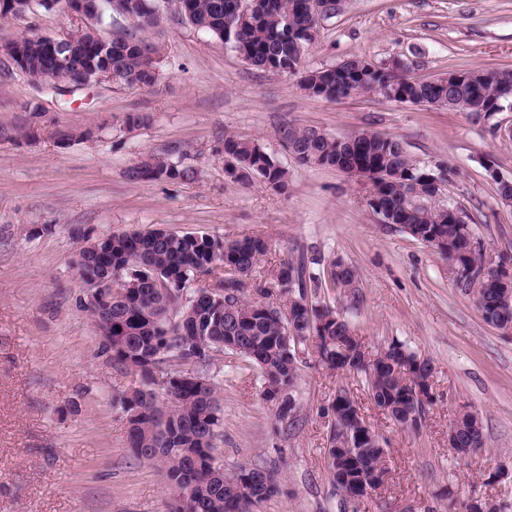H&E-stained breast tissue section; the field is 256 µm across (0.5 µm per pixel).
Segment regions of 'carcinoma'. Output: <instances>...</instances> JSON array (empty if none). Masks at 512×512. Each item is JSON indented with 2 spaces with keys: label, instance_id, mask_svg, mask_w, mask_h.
<instances>
[{
  "label": "carcinoma",
  "instance_id": "carcinoma-1",
  "mask_svg": "<svg viewBox=\"0 0 512 512\" xmlns=\"http://www.w3.org/2000/svg\"><path fill=\"white\" fill-rule=\"evenodd\" d=\"M154 0H113L114 5L147 21L145 7ZM184 20L228 44L246 63L265 71L290 73L300 70L311 39L306 36L316 21L310 15L309 0H188ZM94 27H85L68 36L76 44L67 61L71 81L77 83L89 67L112 69V80L127 85L152 87L160 77L159 49L144 46L135 30L112 34V47L95 39ZM11 54L26 60V71L42 84L55 88L60 69L46 57L42 37L16 36L6 41ZM463 82L425 83L395 73L388 67H373L359 57L334 67L308 70L300 87L306 95L330 101L367 93H382L397 86L399 102L446 103V108L474 115L497 107L499 93L512 86V69H467ZM282 147L303 165L334 168L364 159L379 176L369 185L391 223L408 229L416 240L431 235L448 238V265H460L484 272L481 279H466L461 287L480 297L483 319L512 324V310L499 305L495 281L499 267L512 263V256L499 257V265H486L481 249L472 245L468 224L441 220L431 207L407 203L408 181L417 178L393 137L366 130L347 136L350 144L315 128H300L288 121L278 125ZM217 155H231L243 172L230 176L247 185L259 181L282 193L288 188V171L258 141L227 135L215 149ZM132 181H185L195 170L174 161L168 152L145 156L129 168ZM267 241L257 235L232 240L208 234L148 230L130 235L113 232L101 244L96 256L76 255L73 264L85 283L112 277V285L87 302L104 353L133 377V384L113 395L112 406L120 410L127 429V448L137 460H146L165 471L175 496L167 512H253V508L278 491L272 474L264 467L241 466L224 473L218 460L215 440L221 427L218 384L204 367L211 353L230 351L259 371L260 397L275 409L277 422L288 425L296 407L293 395L298 376V354L309 350L312 331L318 337L315 362L335 372L365 376L370 396L389 408L387 418L417 431L426 419V403L414 397L415 388L429 389L426 380L431 364L392 342L385 347L380 364L371 366L352 348L353 333L346 321L333 319L336 310L317 302L303 308L300 302L323 287L321 274L308 269L303 260L279 263L277 280L281 307L289 310L286 321L268 313L256 301L244 299L245 278L267 255ZM222 255L231 271L215 272L212 263ZM199 276L218 278L217 288H190ZM331 287L356 295L357 275L340 260L329 264ZM335 399L346 402L329 405L327 460H336V440L343 438L341 456L351 464L347 479L330 475L336 494L357 504L365 495L362 484L371 482L379 465L386 461L380 443L357 442L348 416L351 395L336 392ZM457 448L477 450L483 446L480 418L462 409L456 416Z\"/></svg>",
  "mask_w": 512,
  "mask_h": 512
}]
</instances>
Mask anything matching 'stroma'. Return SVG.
<instances>
[{
  "mask_svg": "<svg viewBox=\"0 0 512 512\" xmlns=\"http://www.w3.org/2000/svg\"><path fill=\"white\" fill-rule=\"evenodd\" d=\"M159 26L140 35L159 47L162 77L151 88L112 81L64 95L0 65V127H32L39 138L0 140V512H166L164 472L130 457L125 422L112 406L130 375L101 351L72 265L78 226L95 238L163 229L228 239L264 236L270 251L251 280L270 281L288 257L342 260L359 300L321 289L369 350L403 342L433 367V399L420 432L386 419L361 377L300 364L290 427L259 396L256 369L213 353L223 426L216 441L225 472L261 463L279 484L257 512H448L447 491L512 503V335L487 324L447 263L400 228L381 223L362 181L336 168L298 163L275 136L288 119L330 135L373 130L399 139L419 164L442 163L445 198L486 258L512 255V206L501 203L483 162L512 179V112L480 118L399 103L378 94L340 102L306 96L299 73L248 65L221 40L181 23L173 0ZM86 19L61 9L10 20L8 35L62 37ZM302 67L357 56L401 66L420 79L458 69L512 67V0H336L320 16ZM30 103L39 112L27 111ZM144 115L129 128L128 114ZM57 125L89 128L60 145ZM258 140L288 171L278 193L228 180L214 148L224 135ZM172 150L197 176L187 182L127 179L145 155ZM360 405L386 450L379 493L359 507L342 501L326 467V408L339 388ZM478 413L484 446L466 458L448 447L459 409Z\"/></svg>",
  "mask_w": 512,
  "mask_h": 512,
  "instance_id": "obj_1",
  "label": "stroma"
}]
</instances>
